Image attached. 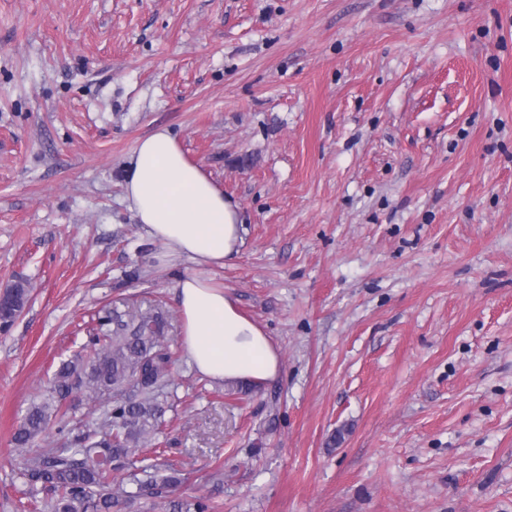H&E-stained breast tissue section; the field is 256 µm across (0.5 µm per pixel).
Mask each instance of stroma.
Returning a JSON list of instances; mask_svg holds the SVG:
<instances>
[{
	"mask_svg": "<svg viewBox=\"0 0 512 512\" xmlns=\"http://www.w3.org/2000/svg\"><path fill=\"white\" fill-rule=\"evenodd\" d=\"M170 129L243 210L207 274L279 347L241 395L180 357L159 440L213 512H512V0H0V512L85 432L12 437L98 316L181 345L190 261L124 199ZM1 297H3V303L0 302V316L4 323L9 324L26 306L29 290L24 285L17 284L7 289Z\"/></svg>",
	"mask_w": 512,
	"mask_h": 512,
	"instance_id": "1",
	"label": "stroma"
}]
</instances>
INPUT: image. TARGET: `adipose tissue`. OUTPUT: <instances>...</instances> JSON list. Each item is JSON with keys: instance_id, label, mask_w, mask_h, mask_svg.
I'll use <instances>...</instances> for the list:
<instances>
[{"instance_id": "ef3b65f1", "label": "adipose tissue", "mask_w": 512, "mask_h": 512, "mask_svg": "<svg viewBox=\"0 0 512 512\" xmlns=\"http://www.w3.org/2000/svg\"><path fill=\"white\" fill-rule=\"evenodd\" d=\"M123 189L140 224L165 246L168 257L199 267L175 284L183 347L195 370L227 384L275 380L282 369L278 348L241 313L230 293L202 273L238 254L244 225L240 205L186 158L165 128L138 141L127 160Z\"/></svg>"}]
</instances>
